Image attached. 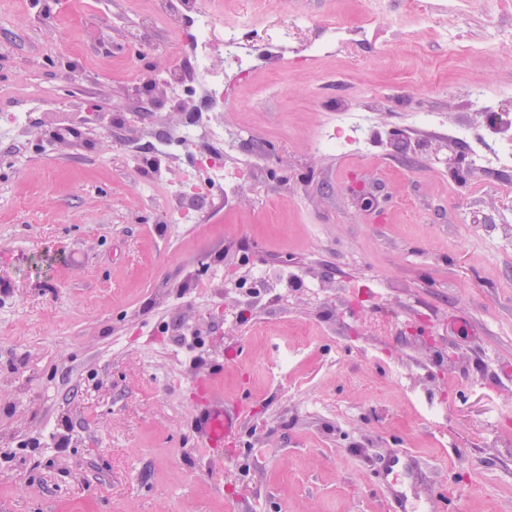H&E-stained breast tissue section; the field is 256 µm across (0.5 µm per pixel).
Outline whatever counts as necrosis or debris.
<instances>
[{
	"mask_svg": "<svg viewBox=\"0 0 512 512\" xmlns=\"http://www.w3.org/2000/svg\"><path fill=\"white\" fill-rule=\"evenodd\" d=\"M138 0H128L135 9V24L128 33L137 46L139 62L120 67L119 72L131 96L154 80H161L163 105L169 110H195V120L176 126L171 134L153 145V152L171 160L188 149L198 157L193 169L182 171L177 180L159 175L147 179L145 193L163 192L169 206L161 221L165 224H198L199 205L223 196L225 211H232L239 190L254 177L252 163L239 162L229 167L217 145L224 142V97L227 86L255 73L257 63L269 59V45H248L242 40L244 29L251 27L259 10L276 11L279 0H259L257 10H245L225 17L222 0H147L138 8ZM489 100L486 89L477 88L464 100V120L444 123L434 112L414 113L422 125L441 128L448 138L466 144L481 173L512 168V124L489 127L478 134L470 109L473 102ZM335 125L320 131L312 142L317 152L364 155L365 145L374 132V114L350 102L340 103Z\"/></svg>",
	"mask_w": 512,
	"mask_h": 512,
	"instance_id": "1",
	"label": "necrosis or debris"
}]
</instances>
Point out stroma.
<instances>
[{
    "instance_id": "35a3bbf8",
    "label": "stroma",
    "mask_w": 512,
    "mask_h": 512,
    "mask_svg": "<svg viewBox=\"0 0 512 512\" xmlns=\"http://www.w3.org/2000/svg\"><path fill=\"white\" fill-rule=\"evenodd\" d=\"M0 0V109L35 95L30 133L0 134V512H394L376 484L414 457L431 512H512V173L469 168L464 146L413 128L412 112L462 118L486 86L512 118V14L459 0L433 36L391 0L379 39L260 70L224 104L226 163L271 166L210 222L157 220L125 148L176 126L161 111L106 137L49 110L62 92L112 105L128 59L124 0ZM326 25L368 18L369 0H288ZM377 101L376 156L311 152L333 102ZM248 277L288 272L262 302L204 287V255ZM315 281L316 291L302 288ZM201 347L175 350L183 327ZM236 361L215 371L224 353ZM245 400L233 448L195 432L215 399Z\"/></svg>"
}]
</instances>
